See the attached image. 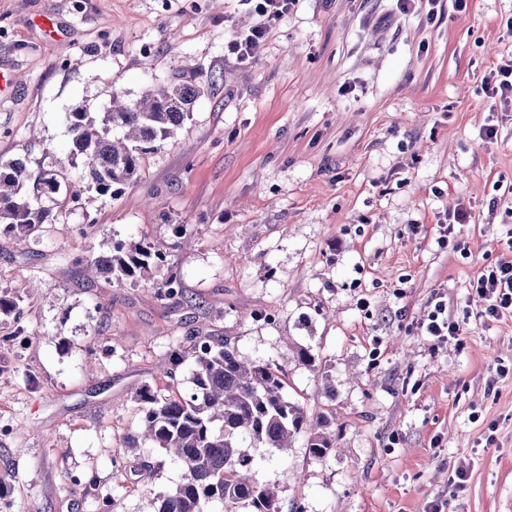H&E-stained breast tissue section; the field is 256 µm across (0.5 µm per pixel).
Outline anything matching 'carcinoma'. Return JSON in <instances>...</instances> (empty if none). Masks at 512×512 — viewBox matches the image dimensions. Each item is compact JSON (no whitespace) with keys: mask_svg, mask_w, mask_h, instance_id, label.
I'll list each match as a JSON object with an SVG mask.
<instances>
[{"mask_svg":"<svg viewBox=\"0 0 512 512\" xmlns=\"http://www.w3.org/2000/svg\"><path fill=\"white\" fill-rule=\"evenodd\" d=\"M205 86L175 78L136 100L112 95L111 108L99 115L73 112L71 133L59 168L34 173L25 161L0 162V226L18 242L47 223L60 190L64 165L82 166L87 187L112 194L134 182L143 155L172 138L188 120ZM119 129L122 136L113 134ZM33 181V196L20 189ZM167 261V252L145 243H116L106 256L86 259L93 275L121 284L151 282L153 268ZM165 298L183 296L177 276L159 284ZM189 350L172 363L169 378L185 358L192 359L191 393L146 384L133 396L138 429L128 434L124 448L146 457L161 449L179 462L180 480L155 494V512H205L212 503L226 512H282L276 491L253 478L252 448L286 451L302 436L308 455L319 460L336 449V433L327 431L322 416L313 417L285 392V376L272 364L242 355L227 342L213 343L191 335Z\"/></svg>","mask_w":512,"mask_h":512,"instance_id":"1","label":"carcinoma"}]
</instances>
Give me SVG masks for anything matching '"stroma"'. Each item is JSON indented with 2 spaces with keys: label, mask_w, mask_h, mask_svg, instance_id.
<instances>
[{
  "label": "stroma",
  "mask_w": 512,
  "mask_h": 512,
  "mask_svg": "<svg viewBox=\"0 0 512 512\" xmlns=\"http://www.w3.org/2000/svg\"><path fill=\"white\" fill-rule=\"evenodd\" d=\"M511 21L512 0H296L243 63L227 44L257 22L246 0H0L15 76L2 161L63 159L69 113L107 111L113 92L208 87L136 182L100 195L66 167L50 223L23 244L0 232V292L24 296L23 322L0 313V512H153L182 469L158 449L136 475L122 438L134 394L193 331L272 362L310 415L332 414L324 459L301 438L255 449L281 504L512 512V316L483 317L469 288L511 250L512 102L483 90L512 57ZM458 204L470 221L439 246ZM143 240L168 253L153 285L86 281V256ZM172 273L184 299L157 293ZM437 293L464 350L421 333Z\"/></svg>",
  "instance_id": "35a3bbf8"
}]
</instances>
